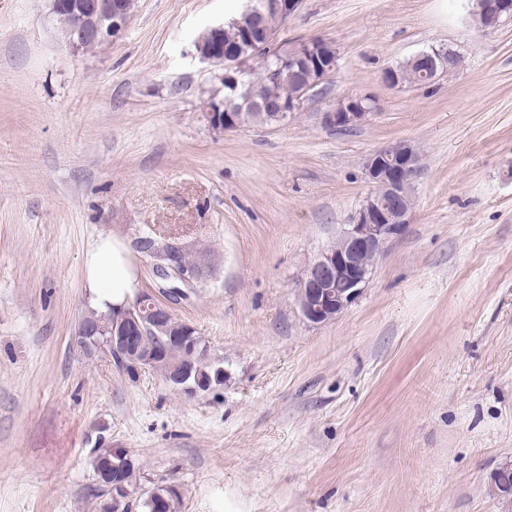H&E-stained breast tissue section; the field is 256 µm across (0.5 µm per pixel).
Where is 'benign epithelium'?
<instances>
[{
  "mask_svg": "<svg viewBox=\"0 0 512 512\" xmlns=\"http://www.w3.org/2000/svg\"><path fill=\"white\" fill-rule=\"evenodd\" d=\"M302 0H247L244 12L259 14L273 8L287 20L296 14ZM51 12L66 13L71 22L68 47L81 52L87 42L103 44L117 37L128 22L122 0H51ZM473 12L484 15L486 30L493 31L512 19V0H474ZM225 24L209 28L196 42L201 60L224 67L221 81L224 87L237 91L243 84L247 58L224 45ZM339 61L337 47L330 41L313 38L290 49V64L308 68L302 87L288 101L271 100L255 104L258 115L273 112L283 121L288 113L301 108L309 92L318 87L333 72ZM431 81L448 71V49L444 46L420 51L412 57ZM379 110L378 101L368 94H351L336 100L324 113V123L339 129H354L368 122ZM208 125L217 131H233L241 127L235 116L224 111V100L212 98L205 112ZM365 175L374 192L361 203L343 225L336 240L311 262L301 279L297 300L304 319L321 325L336 320L362 295L372 280L374 267L387 244L401 235L413 220V195L420 173V156L409 142L399 141L372 153L364 163ZM151 259V268L159 279L157 288L140 293L134 302L117 312L118 321L108 326L97 322L79 321L72 343L91 353L113 356L114 362L125 367L122 357L136 367H155L167 354L181 356L171 366L167 382L176 390L195 395L224 386L229 374L220 362L212 365V373L202 378L194 372V357L202 350L201 339L194 328L182 323L176 326L171 305L186 296V289L201 281L213 264L209 253L198 252L196 263L183 260L185 247L178 242L157 245L148 237L142 239ZM156 336L152 347L143 345L145 331ZM504 467L492 478V490L498 497L512 498V482ZM128 497L124 491L112 492V498L102 501L100 512H122Z\"/></svg>",
  "mask_w": 512,
  "mask_h": 512,
  "instance_id": "1",
  "label": "benign epithelium"
}]
</instances>
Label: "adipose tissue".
<instances>
[{
    "label": "adipose tissue",
    "instance_id": "adipose-tissue-1",
    "mask_svg": "<svg viewBox=\"0 0 512 512\" xmlns=\"http://www.w3.org/2000/svg\"><path fill=\"white\" fill-rule=\"evenodd\" d=\"M83 276L93 308L104 310L129 304L138 289L137 269L125 239L99 236L83 258Z\"/></svg>",
    "mask_w": 512,
    "mask_h": 512
}]
</instances>
